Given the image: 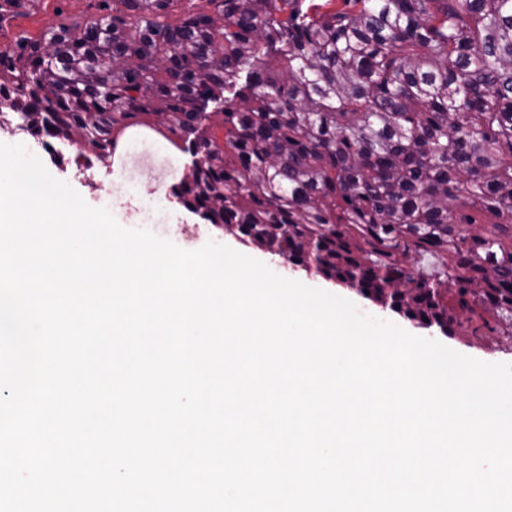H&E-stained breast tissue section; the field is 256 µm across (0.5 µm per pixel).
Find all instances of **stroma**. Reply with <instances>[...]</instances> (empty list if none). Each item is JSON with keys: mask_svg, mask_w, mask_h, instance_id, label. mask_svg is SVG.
I'll return each instance as SVG.
<instances>
[{"mask_svg": "<svg viewBox=\"0 0 512 512\" xmlns=\"http://www.w3.org/2000/svg\"><path fill=\"white\" fill-rule=\"evenodd\" d=\"M106 5L99 0H36L34 6L21 9L15 15L0 22V45L13 43L18 35L32 38L61 25H88L106 14ZM84 156L90 159V175H83L75 162H64L57 155L42 154L41 160L48 172L56 179L69 183L93 207L100 206L97 182L113 178L112 159L98 158L93 149H86ZM185 172L183 161L178 157L166 155L164 151L141 149L126 171L132 180H143L142 198L132 202L115 196L111 210L120 225L152 228L155 213H166L170 223L178 225L179 231L174 238L181 248L196 250L210 241H225L237 249L250 250L255 257L262 258L266 249L247 246L239 234L215 227L204 221L188 206L170 211L165 206L169 195L165 187V178L180 180ZM360 305L374 313L378 318L389 320L407 332L437 340L449 348L485 362H512V323L500 320L494 313H487L491 326L474 335L470 331L453 329L445 332L439 326H428L420 320L389 308H383L367 298H360Z\"/></svg>", "mask_w": 512, "mask_h": 512, "instance_id": "35a3bbf8", "label": "stroma"}]
</instances>
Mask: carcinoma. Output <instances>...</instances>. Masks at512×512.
Wrapping results in <instances>:
<instances>
[{"instance_id": "cac0c4a2", "label": "carcinoma", "mask_w": 512, "mask_h": 512, "mask_svg": "<svg viewBox=\"0 0 512 512\" xmlns=\"http://www.w3.org/2000/svg\"><path fill=\"white\" fill-rule=\"evenodd\" d=\"M118 2L0 53L25 125L108 158L147 115L208 223L427 324L512 315V0H207L175 25L177 0ZM462 203L499 222L466 232Z\"/></svg>"}]
</instances>
